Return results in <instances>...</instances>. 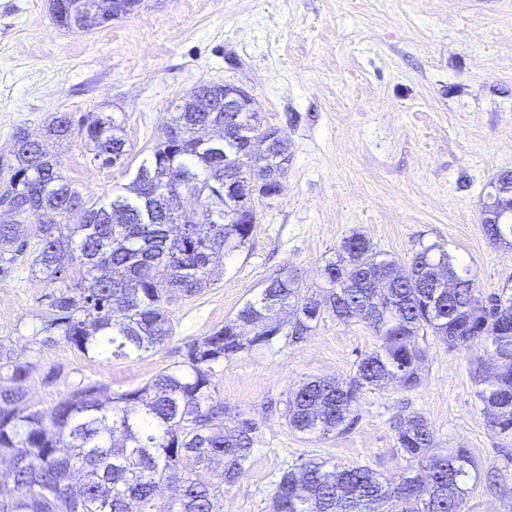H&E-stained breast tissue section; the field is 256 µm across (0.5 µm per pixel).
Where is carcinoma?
Returning a JSON list of instances; mask_svg holds the SVG:
<instances>
[{"instance_id": "carcinoma-1", "label": "carcinoma", "mask_w": 512, "mask_h": 512, "mask_svg": "<svg viewBox=\"0 0 512 512\" xmlns=\"http://www.w3.org/2000/svg\"><path fill=\"white\" fill-rule=\"evenodd\" d=\"M52 21L88 32L111 22L112 7L78 21L73 0H48ZM268 124L259 112L224 111V91L199 85L177 98L160 142L130 183L104 203L86 201L60 162L20 128L10 157L0 156V206L16 214L0 224V278L9 275L30 239L41 245L33 264L51 291L37 343H65L103 360L140 356L173 335L168 310L175 297L192 298L213 282V261L245 247L260 195L253 177L287 173L288 143L263 159L242 162L231 176L239 193L224 196V158L241 152L249 133ZM45 136H77L103 166L123 163L128 149L112 115L74 124L57 112ZM490 183L481 224L494 241L512 239L497 219L512 197ZM172 192L191 195L199 208L186 217L169 209ZM75 209L80 224L65 223ZM323 296L302 292L288 271L264 281L224 326L186 345L183 360L145 387L108 401L93 385H77L48 411L31 408L22 383L33 364L15 359L0 338V454L10 456L13 490H0V512H155L161 487L173 484L168 512H222L253 455L257 423L231 413L215 397L213 378L224 359L280 340L303 341L328 314L362 322L380 340L346 378H314L288 395V426L305 436L344 432L362 392L391 378L406 389L421 384L425 352L415 338L432 333L450 349L480 346L491 371L474 372L475 394L491 425L512 433V293L484 307L467 268L438 245L411 263L382 257L360 233L345 238L323 272ZM233 416L234 426L224 425ZM396 445L411 466L396 477L368 467H339L308 457L283 471L271 512H466L467 480L479 472L468 448L439 449L426 419L400 421Z\"/></svg>"}]
</instances>
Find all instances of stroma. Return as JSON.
Wrapping results in <instances>:
<instances>
[{
	"label": "stroma",
	"mask_w": 512,
	"mask_h": 512,
	"mask_svg": "<svg viewBox=\"0 0 512 512\" xmlns=\"http://www.w3.org/2000/svg\"><path fill=\"white\" fill-rule=\"evenodd\" d=\"M203 82L247 89L282 131L292 159L281 194L257 203L249 242L224 258L212 285L171 302L173 338L128 359L33 342L50 287L32 265L40 244L31 239L0 279V337L35 365L23 384L29 405L49 409L80 383L98 385L103 400L144 387L280 268L302 287L320 285L355 232L403 264L441 245L482 294L512 286V248L481 226L489 182L512 170V0H143L91 32L58 28L48 0H0V154L17 129L40 137L53 113L114 115L130 149L121 164L101 166L77 138L46 145L91 201L131 181L172 101ZM417 344L426 354L421 385L364 392L352 429L321 439L289 428L286 397L306 379L352 373L380 345L371 329L328 317L300 343L226 359L216 397L258 431L223 512H270L282 472L308 456L402 473L394 426L415 413L438 447L477 458L467 512H512V434L492 428L474 394L483 348L450 350L431 335Z\"/></svg>",
	"instance_id": "obj_1"
}]
</instances>
